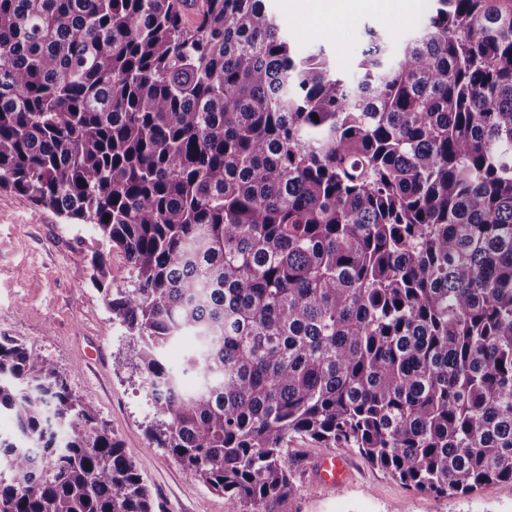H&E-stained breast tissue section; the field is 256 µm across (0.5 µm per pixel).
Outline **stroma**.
<instances>
[{
	"instance_id": "35a3bbf8",
	"label": "stroma",
	"mask_w": 512,
	"mask_h": 512,
	"mask_svg": "<svg viewBox=\"0 0 512 512\" xmlns=\"http://www.w3.org/2000/svg\"><path fill=\"white\" fill-rule=\"evenodd\" d=\"M290 45L310 50L325 36V54L340 76L355 80L368 31L397 51L424 28L434 0L406 11L397 0L388 13L366 11L325 33L302 22L289 0H266ZM99 236L90 224H71L27 197L0 195V336H12L52 360L70 387L91 402L121 441L148 484L154 512H232L227 496L191 479L167 449L148 435L153 409L137 369L138 345L113 320L104 293L91 282V254ZM352 475L324 492L311 480L290 496L286 512H512V483L437 497L414 490L349 451Z\"/></svg>"
}]
</instances>
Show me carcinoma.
Masks as SVG:
<instances>
[{
    "label": "carcinoma",
    "mask_w": 512,
    "mask_h": 512,
    "mask_svg": "<svg viewBox=\"0 0 512 512\" xmlns=\"http://www.w3.org/2000/svg\"><path fill=\"white\" fill-rule=\"evenodd\" d=\"M435 2L391 62L368 31L351 84L265 0H0V192L123 253L132 287L100 250L92 281L149 436L239 512L303 483L294 435L437 497L512 482V0ZM2 409L0 512H154L13 337Z\"/></svg>",
    "instance_id": "obj_1"
}]
</instances>
